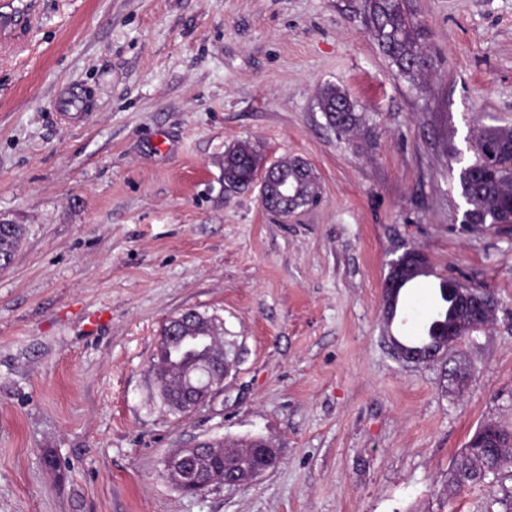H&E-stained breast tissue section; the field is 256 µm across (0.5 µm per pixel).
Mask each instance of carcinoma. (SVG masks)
<instances>
[{"mask_svg": "<svg viewBox=\"0 0 512 512\" xmlns=\"http://www.w3.org/2000/svg\"><path fill=\"white\" fill-rule=\"evenodd\" d=\"M368 30L377 40L385 55L399 71L414 77L426 70L415 61L425 60V53L414 30V23L404 12L403 5L394 0H366ZM327 123L340 135L360 131L365 125L363 113L356 110L350 98L336 87L323 90L318 100ZM474 160L461 169V195L476 224H512V127H487L480 130L473 141ZM254 152L250 144L240 143L226 157V172L231 188L236 193L248 189ZM282 173L297 190L288 202L294 211L307 204L315 195L316 180L307 164L290 159L281 163ZM25 228L21 224H0V253L15 254L21 245ZM456 325L459 336L471 333L469 317L447 301V314L436 332V344H442L448 335V326ZM179 352L173 345L170 354L157 358L155 368L163 384L156 386L160 408L177 413L169 405V392L177 387L176 378L167 371L170 356ZM512 459V429L495 426L491 433L479 427L455 462L450 484L460 487L466 483H486L492 487L485 512H512V487L504 484L501 470ZM499 510H494V507Z\"/></svg>", "mask_w": 512, "mask_h": 512, "instance_id": "cac0c4a2", "label": "carcinoma"}]
</instances>
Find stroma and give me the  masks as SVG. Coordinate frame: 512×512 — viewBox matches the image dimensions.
I'll use <instances>...</instances> for the list:
<instances>
[{"mask_svg": "<svg viewBox=\"0 0 512 512\" xmlns=\"http://www.w3.org/2000/svg\"><path fill=\"white\" fill-rule=\"evenodd\" d=\"M430 67L410 78L365 0H39L0 29V512H484L448 479L483 423L512 427V224L466 225L459 172L512 127V0H405ZM344 91L367 119L338 136ZM84 102L67 118L60 94ZM301 158L317 196L288 217L224 194V153ZM416 336L450 279L492 320L441 361L384 336L388 263ZM187 309L236 363L188 416L151 399L152 356ZM464 367L456 382L446 368ZM260 436L281 459L245 487L183 495L165 458ZM318 107L337 134L357 133L365 125L363 113L357 112L355 104L339 88L331 86L324 89ZM25 228L22 224H5L0 221V252L12 256L21 245Z\"/></svg>", "mask_w": 512, "mask_h": 512, "instance_id": "stroma-1", "label": "stroma"}]
</instances>
